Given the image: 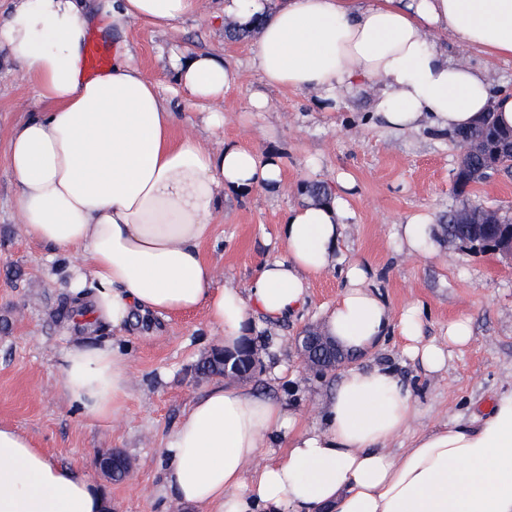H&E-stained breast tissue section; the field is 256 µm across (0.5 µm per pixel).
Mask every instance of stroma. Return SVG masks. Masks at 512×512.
I'll list each match as a JSON object with an SVG mask.
<instances>
[{"instance_id":"1","label":"stroma","mask_w":512,"mask_h":512,"mask_svg":"<svg viewBox=\"0 0 512 512\" xmlns=\"http://www.w3.org/2000/svg\"><path fill=\"white\" fill-rule=\"evenodd\" d=\"M223 9L224 0H199L197 14L174 27L137 24L119 34L151 74L174 52L224 55L236 75L213 107L224 114L223 128L209 130L208 109L185 104L180 133L199 137L213 149L235 140L276 152L282 160L278 189L246 197L228 193L221 201L212 234L202 245L217 284L244 287L276 256L278 226L288 208L306 203V183L332 187L341 173L356 182L353 216L339 245L341 263L314 280L302 314L264 328L271 347L261 350V366L243 381V389L282 403L307 426L319 423L321 407L341 374L321 379L305 374L293 339L319 325L320 312L335 303L344 286L342 263L360 262L371 269V286L394 312L415 302L423 305L426 339H441L449 320L460 316L470 319L473 332L472 343L453 351L447 370L438 374L410 361L395 337L363 358V365L393 368L417 400L415 419L388 443V452L401 455L420 432L469 422L500 393L512 390V260L444 242L432 255H415L397 247L394 227L417 212L439 219L467 200L512 213V175L459 192L454 180L459 148L453 136L425 130L396 134L367 124L370 90L346 95L336 110L323 112L309 93L264 88L251 65L254 39H227ZM260 90L267 107L251 111L249 99ZM38 108L25 70L1 45L0 153L14 124ZM17 196L0 157V422L24 432L60 465L81 469L100 483L112 512H195L163 495L161 450L192 400L213 383L199 376L197 364L218 344V334L200 310L145 319L136 315L118 328L103 325L97 333L75 321H57L54 311L73 259L62 254L47 260L44 248L24 231ZM104 343L119 346L130 365L128 401L109 420L88 417L72 406L62 385L63 350ZM113 449L136 462L121 482L104 478L95 466L99 453Z\"/></svg>"}]
</instances>
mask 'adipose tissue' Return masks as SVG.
<instances>
[{
    "mask_svg": "<svg viewBox=\"0 0 512 512\" xmlns=\"http://www.w3.org/2000/svg\"><path fill=\"white\" fill-rule=\"evenodd\" d=\"M197 10L198 0H112L111 19L101 22L83 0H13L0 44L25 69L42 109L14 125L5 161L28 236L49 256L78 258L71 293L95 284L83 322L118 327L137 311L201 310L232 349L305 308L313 278L336 258L355 183L340 176L328 198L290 208L278 230L280 256L244 289L216 285L201 245L224 194L282 180L276 154L236 142L216 151L176 133L172 98L223 99L232 63L174 53L151 75L117 41L108 69L85 70L91 27L108 37L130 24L168 27ZM224 15L255 25L252 65L265 85L314 93L319 109L368 88L370 120L395 132L454 133L479 125L490 105L512 128V90L448 53L453 44L512 59V0H224ZM395 237L419 255L436 248L425 213L397 225ZM344 279L322 328L351 357L397 335L404 355L434 374L447 369L452 349L473 340L465 317L449 321L442 341L425 339L422 306L393 315L360 263L346 264ZM62 361L70 403L94 418L120 413L125 355L109 344H76ZM416 412L412 388L387 366L349 368L311 429L278 402L215 384L166 440L163 492L197 512H512V391L470 423L420 433L391 456L388 442ZM269 441L281 442L284 454L257 463ZM109 507L81 470L0 422V512Z\"/></svg>",
    "mask_w": 512,
    "mask_h": 512,
    "instance_id": "adipose-tissue-1",
    "label": "adipose tissue"
}]
</instances>
